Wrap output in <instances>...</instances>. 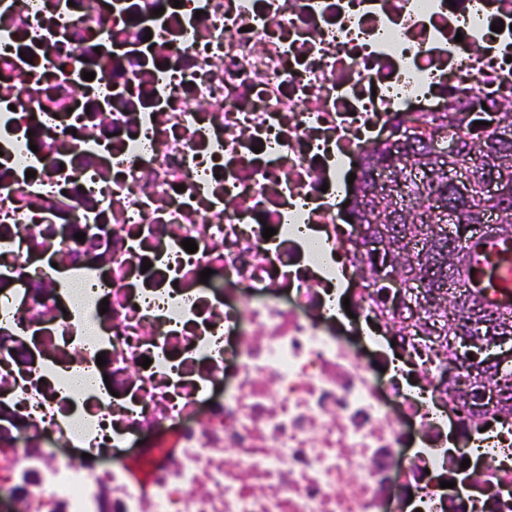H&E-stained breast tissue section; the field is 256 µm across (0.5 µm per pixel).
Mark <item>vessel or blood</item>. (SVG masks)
<instances>
[{
  "mask_svg": "<svg viewBox=\"0 0 512 512\" xmlns=\"http://www.w3.org/2000/svg\"><path fill=\"white\" fill-rule=\"evenodd\" d=\"M458 278L478 304L491 311H512V235L481 224L465 250Z\"/></svg>",
  "mask_w": 512,
  "mask_h": 512,
  "instance_id": "b4317fda",
  "label": "vessel or blood"
}]
</instances>
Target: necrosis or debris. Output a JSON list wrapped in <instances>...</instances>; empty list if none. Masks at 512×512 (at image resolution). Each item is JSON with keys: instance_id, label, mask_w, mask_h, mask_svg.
<instances>
[{"instance_id": "4bbe7bcc", "label": "necrosis or debris", "mask_w": 512, "mask_h": 512, "mask_svg": "<svg viewBox=\"0 0 512 512\" xmlns=\"http://www.w3.org/2000/svg\"><path fill=\"white\" fill-rule=\"evenodd\" d=\"M511 93L512 0H0L6 512H512L496 396L383 349L347 182Z\"/></svg>"}]
</instances>
